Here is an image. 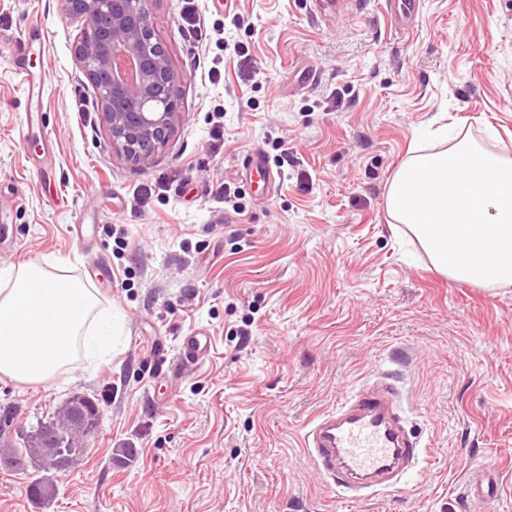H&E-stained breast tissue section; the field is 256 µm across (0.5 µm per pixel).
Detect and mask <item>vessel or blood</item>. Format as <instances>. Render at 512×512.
I'll return each mask as SVG.
<instances>
[{"label":"vessel or blood","instance_id":"vessel-or-blood-1","mask_svg":"<svg viewBox=\"0 0 512 512\" xmlns=\"http://www.w3.org/2000/svg\"><path fill=\"white\" fill-rule=\"evenodd\" d=\"M210 344L201 329L182 337V363L202 361ZM305 445L319 473L347 502L396 486L421 453L419 441L404 425L396 389L388 382L359 388L336 410L318 417Z\"/></svg>","mask_w":512,"mask_h":512}]
</instances>
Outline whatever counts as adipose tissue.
<instances>
[{"label": "adipose tissue", "mask_w": 512, "mask_h": 512, "mask_svg": "<svg viewBox=\"0 0 512 512\" xmlns=\"http://www.w3.org/2000/svg\"><path fill=\"white\" fill-rule=\"evenodd\" d=\"M23 319H13L19 304ZM96 306L91 289L36 265L0 270V377L31 385L70 366L77 351L103 357L112 350V319L98 316L92 335L83 329Z\"/></svg>", "instance_id": "1"}]
</instances>
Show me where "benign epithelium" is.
<instances>
[{
  "label": "benign epithelium",
  "mask_w": 512,
  "mask_h": 512,
  "mask_svg": "<svg viewBox=\"0 0 512 512\" xmlns=\"http://www.w3.org/2000/svg\"><path fill=\"white\" fill-rule=\"evenodd\" d=\"M81 23L74 49L107 133L128 161L142 163L167 145L178 119L177 77L151 24L152 0H57ZM102 420L94 404L78 408L72 428Z\"/></svg>",
  "instance_id": "7a95c632"
}]
</instances>
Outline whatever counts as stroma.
I'll list each match as a JSON object with an SVG mask.
<instances>
[{
    "label": "stroma",
    "instance_id": "obj_1",
    "mask_svg": "<svg viewBox=\"0 0 512 512\" xmlns=\"http://www.w3.org/2000/svg\"><path fill=\"white\" fill-rule=\"evenodd\" d=\"M153 0L179 120L144 165L113 149L55 0H0V268L36 264L94 288L112 351L45 384L0 378V447L72 395L98 433L70 469L0 463V512H512V285L437 272L386 208L433 117L481 148L512 147V0ZM43 52L16 58L38 28ZM43 90L42 119L19 71ZM315 80H307L308 71ZM26 143H19V130ZM260 150L264 174L243 160ZM230 182L235 204L220 202ZM87 225L85 242L75 226ZM208 356L182 366L181 336ZM387 379L418 462L394 488L338 499L305 447L318 416ZM497 469V497L466 496ZM210 344V336L201 329L183 336L179 347L180 360L185 365L202 361L209 354Z\"/></svg>",
    "mask_w": 512,
    "mask_h": 512
}]
</instances>
